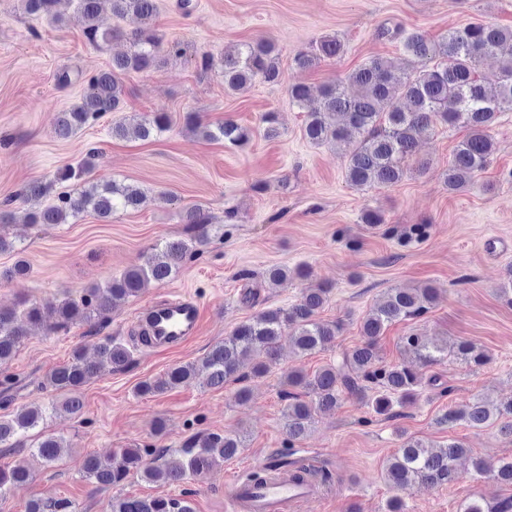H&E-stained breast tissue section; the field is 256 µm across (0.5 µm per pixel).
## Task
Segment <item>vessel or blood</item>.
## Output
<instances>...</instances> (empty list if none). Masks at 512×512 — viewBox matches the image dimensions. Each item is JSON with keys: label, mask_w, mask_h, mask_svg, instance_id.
<instances>
[{"label": "vessel or blood", "mask_w": 512, "mask_h": 512, "mask_svg": "<svg viewBox=\"0 0 512 512\" xmlns=\"http://www.w3.org/2000/svg\"><path fill=\"white\" fill-rule=\"evenodd\" d=\"M202 317L197 301L175 295L148 304L138 320L147 348L161 354L193 341ZM313 496L312 486L289 480L284 474L260 486L237 480L226 491L230 512H305Z\"/></svg>", "instance_id": "b4317fda"}]
</instances>
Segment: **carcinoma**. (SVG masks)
<instances>
[{
    "instance_id": "carcinoma-1",
    "label": "carcinoma",
    "mask_w": 512,
    "mask_h": 512,
    "mask_svg": "<svg viewBox=\"0 0 512 512\" xmlns=\"http://www.w3.org/2000/svg\"><path fill=\"white\" fill-rule=\"evenodd\" d=\"M60 0H24L30 15L57 16ZM83 21V35L93 46L127 43L123 52L112 54L108 68L87 80L79 103L59 114L56 135L68 139L107 112L122 109L126 88L124 77L131 72L150 70L163 57H182L185 46L166 43L157 29L156 0H74ZM112 15L129 18L135 23L130 32L119 28L104 29L99 24L103 5ZM403 65L385 56H376L353 70L345 82L331 81L313 96L307 85L288 86L292 102L306 114L304 135L314 145L347 146L346 181L357 188L393 186L410 172L409 161L416 155L420 138L438 125L463 127L465 138L456 146L443 180L452 193L466 190L483 171L494 153L489 129L498 116L512 111V30L491 24L476 23L449 31L439 39H430L419 31L401 37ZM343 45L334 36L325 37L314 46L299 51L294 63L310 69L335 59ZM487 57L498 59V69H480ZM197 69L215 72L224 79V90L242 92L254 81H280L276 46L266 40L241 44L232 54L217 60L208 53L195 58ZM185 128L207 140L222 139L239 145L248 138L245 129L230 118L213 126L201 116L188 112L183 116ZM173 119L166 112L151 117L125 116L112 124V137L130 136L147 140L172 128ZM99 151L93 149L74 166L57 174L58 182H77L73 192H62L48 203L53 184L32 182L20 193L30 204L26 222L32 226L68 224L84 212L108 221L119 210L139 208L145 191L132 184L114 181L100 186L86 179L95 165ZM180 221L192 225L195 235L166 239L153 245L146 261L134 265L120 277L84 290L79 297H67L50 309L56 316L55 329L77 323L102 322L112 309L138 296L150 283L163 284L172 279L184 263L198 255L211 240L210 218L199 205L182 208ZM331 288L318 284L305 289L300 300L288 308L262 311L239 324L224 340L215 343L204 357L178 364L164 376L142 382L141 394H160L191 382L196 375L207 373V384L222 389L229 382L261 377L277 356L280 343L288 338L302 355L323 350L340 335L343 324L318 319L328 301ZM437 296L435 288L403 290L392 288L364 318L363 340L343 352L341 360L309 373L302 368L289 370L280 391L284 402V427L290 441H300L309 433L319 411L336 408L346 396L357 397L379 415H401L395 407L412 400L421 382L420 370L448 358V348L432 343L424 336L411 334L404 346L414 355L408 364L387 365L377 353V341L394 321L413 320L424 315ZM45 306L21 298L11 309L0 308V367L7 365L30 329L43 321ZM454 355L477 367L488 355L469 341L457 343ZM133 361L131 351L112 338L105 337L93 346V356L75 350L71 360L56 367L48 378L52 391L63 396L47 405L24 407L8 417H0V447H18L46 420L47 414H80L83 408L81 388L103 368L113 371L127 368ZM503 416L508 420L501 431L512 436V400L492 410L475 397L462 408H450L438 419L444 426L464 421L474 428L486 426ZM35 452L49 465L57 463L65 445L63 439L44 435L33 444ZM245 447L237 433L201 432L171 456L168 448H141L135 444L121 450L119 460L102 464L95 456L84 459L83 474L100 489L119 485L131 476L162 483H181L191 476L208 472ZM466 452L459 443H449L437 451L427 449L413 437L404 440L386 467L388 483L405 492L416 483L440 487L458 478L456 461ZM473 468L480 476L512 484V458L495 462L478 459ZM33 479L22 462L0 467V493L26 484ZM27 512H76L67 499L32 500ZM110 512H194L186 498L153 499L114 498ZM463 512H512V498L494 506L478 500L468 502Z\"/></svg>"
}]
</instances>
